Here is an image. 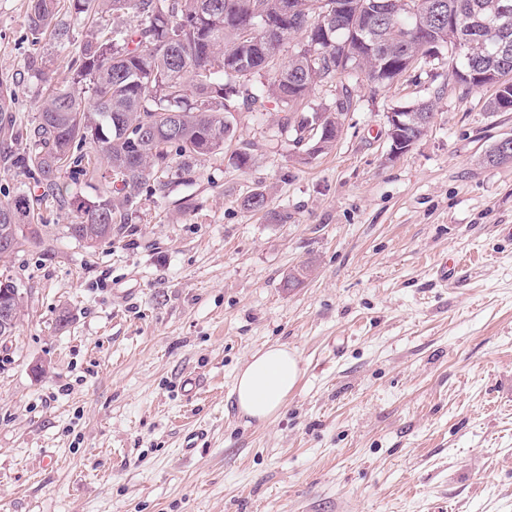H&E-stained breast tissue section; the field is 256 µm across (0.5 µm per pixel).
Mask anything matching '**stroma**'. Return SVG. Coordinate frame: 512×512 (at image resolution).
<instances>
[{
  "label": "stroma",
  "mask_w": 512,
  "mask_h": 512,
  "mask_svg": "<svg viewBox=\"0 0 512 512\" xmlns=\"http://www.w3.org/2000/svg\"><path fill=\"white\" fill-rule=\"evenodd\" d=\"M26 13L0 0V82L29 122L76 48L33 41ZM346 94L331 152L306 156L275 103L237 113L191 182L140 196L94 244L65 226L106 182L60 173L63 200L0 260L24 295L0 341V512H512V164L482 161L512 112L444 56L381 86L336 79L308 105ZM419 102L430 127L389 158L387 112ZM259 190L268 211L244 204ZM275 344L301 378L276 419L246 421L235 376ZM196 427L209 441L183 457Z\"/></svg>",
  "instance_id": "1"
}]
</instances>
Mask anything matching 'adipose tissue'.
<instances>
[{
	"label": "adipose tissue",
	"instance_id": "obj_1",
	"mask_svg": "<svg viewBox=\"0 0 512 512\" xmlns=\"http://www.w3.org/2000/svg\"><path fill=\"white\" fill-rule=\"evenodd\" d=\"M301 375L296 352L273 345L252 353L235 377L232 395L240 416L262 423L288 401Z\"/></svg>",
	"mask_w": 512,
	"mask_h": 512
}]
</instances>
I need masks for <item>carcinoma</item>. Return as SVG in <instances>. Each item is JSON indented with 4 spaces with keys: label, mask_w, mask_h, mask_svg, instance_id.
<instances>
[{
    "label": "carcinoma",
    "mask_w": 512,
    "mask_h": 512,
    "mask_svg": "<svg viewBox=\"0 0 512 512\" xmlns=\"http://www.w3.org/2000/svg\"><path fill=\"white\" fill-rule=\"evenodd\" d=\"M512 0H389L387 14L368 25L377 0H29L34 39L44 34L65 45L81 28L68 77L48 87L35 120L17 122L14 98L0 88L3 159L36 177L42 193L0 202V236L14 224L40 218L42 202L62 199L61 171L77 181L99 164L115 179L93 202L77 203L78 221L67 225L77 240L112 238L145 192L165 194L186 182L196 162L224 149L234 134L229 112H264L275 101L277 125L299 133L319 125L311 145L336 147V119L351 100L331 111L298 116L312 91L336 77L363 73L376 85L403 75L397 53L404 30L431 26L437 50L415 38L413 63L446 51L459 72L490 71L510 82L489 100L493 112L512 111V20L495 32L481 21ZM298 7L288 24V6ZM112 16V29L99 16ZM294 36L302 46L279 62L281 45Z\"/></svg>",
    "instance_id": "carcinoma-1"
}]
</instances>
